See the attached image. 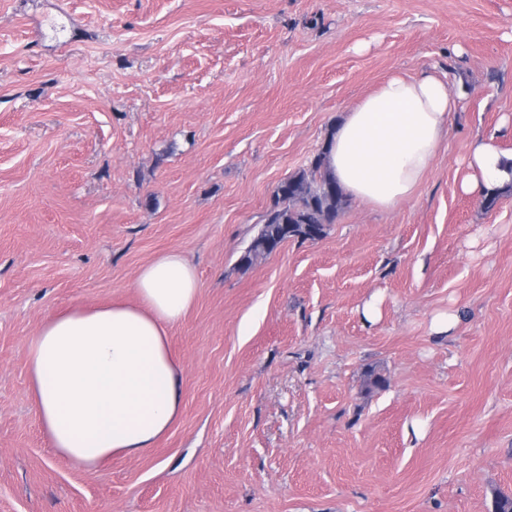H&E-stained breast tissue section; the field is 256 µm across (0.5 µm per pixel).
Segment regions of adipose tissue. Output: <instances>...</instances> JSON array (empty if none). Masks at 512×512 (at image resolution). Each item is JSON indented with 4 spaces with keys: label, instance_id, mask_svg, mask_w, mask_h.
Returning <instances> with one entry per match:
<instances>
[{
    "label": "adipose tissue",
    "instance_id": "obj_1",
    "mask_svg": "<svg viewBox=\"0 0 512 512\" xmlns=\"http://www.w3.org/2000/svg\"><path fill=\"white\" fill-rule=\"evenodd\" d=\"M456 108L432 73L389 78L334 125L324 145L329 173L348 196L391 208L433 168ZM511 186L512 157L495 136L476 138L461 191L482 197ZM132 287L135 302L68 307L27 345L30 392L52 448L90 470L115 453H152L183 411L170 329L197 298L196 269L166 251Z\"/></svg>",
    "mask_w": 512,
    "mask_h": 512
}]
</instances>
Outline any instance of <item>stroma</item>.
Returning <instances> with one entry per match:
<instances>
[{
    "instance_id": "stroma-1",
    "label": "stroma",
    "mask_w": 512,
    "mask_h": 512,
    "mask_svg": "<svg viewBox=\"0 0 512 512\" xmlns=\"http://www.w3.org/2000/svg\"><path fill=\"white\" fill-rule=\"evenodd\" d=\"M424 71L461 99L415 192L240 266L337 116ZM504 124L511 155L512 0H0V512H494L512 192L488 210L458 186ZM167 250L200 281L170 332L182 416L87 471L50 445L27 343L60 308L134 301Z\"/></svg>"
}]
</instances>
